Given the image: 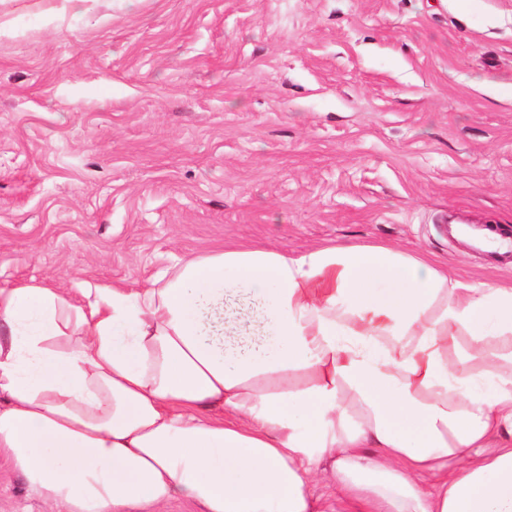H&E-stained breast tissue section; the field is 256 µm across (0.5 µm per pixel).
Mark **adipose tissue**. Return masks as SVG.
<instances>
[{"label": "adipose tissue", "mask_w": 512, "mask_h": 512, "mask_svg": "<svg viewBox=\"0 0 512 512\" xmlns=\"http://www.w3.org/2000/svg\"><path fill=\"white\" fill-rule=\"evenodd\" d=\"M86 298L0 289V452L47 503L315 512L328 477L353 512H512V286L338 243Z\"/></svg>", "instance_id": "obj_1"}]
</instances>
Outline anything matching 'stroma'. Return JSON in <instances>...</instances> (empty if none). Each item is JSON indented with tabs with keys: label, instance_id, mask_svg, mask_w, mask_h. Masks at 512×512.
Listing matches in <instances>:
<instances>
[{
	"label": "stroma",
	"instance_id": "1",
	"mask_svg": "<svg viewBox=\"0 0 512 512\" xmlns=\"http://www.w3.org/2000/svg\"><path fill=\"white\" fill-rule=\"evenodd\" d=\"M0 0V288H143L211 249L512 257V0ZM0 512H48L0 457Z\"/></svg>",
	"mask_w": 512,
	"mask_h": 512
}]
</instances>
